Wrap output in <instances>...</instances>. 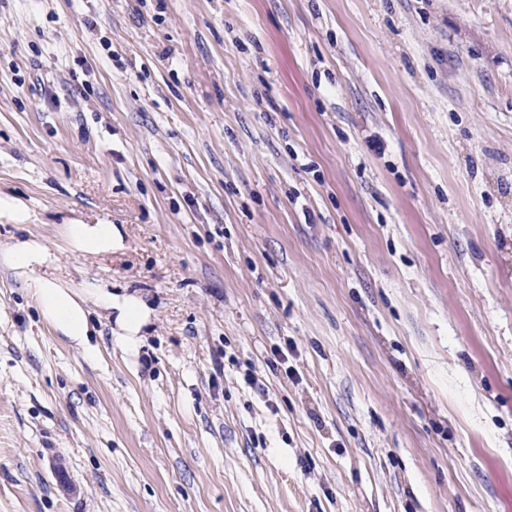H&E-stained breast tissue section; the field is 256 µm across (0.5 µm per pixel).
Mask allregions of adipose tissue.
I'll return each mask as SVG.
<instances>
[{"label": "adipose tissue", "instance_id": "ef3b65f1", "mask_svg": "<svg viewBox=\"0 0 512 512\" xmlns=\"http://www.w3.org/2000/svg\"><path fill=\"white\" fill-rule=\"evenodd\" d=\"M65 246L81 255H101L122 246L118 229L109 223L83 224L72 221L63 226ZM55 251L43 240L31 237L16 240L0 249V264L14 271L42 319L61 336L85 346L90 336V309L98 307L114 317L115 340L136 351L143 329L151 322L152 309L139 294L115 290L101 283H89L73 290L42 275V268L54 264Z\"/></svg>", "mask_w": 512, "mask_h": 512}]
</instances>
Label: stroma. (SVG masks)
I'll use <instances>...</instances> for the list:
<instances>
[{"label": "stroma", "instance_id": "1", "mask_svg": "<svg viewBox=\"0 0 512 512\" xmlns=\"http://www.w3.org/2000/svg\"><path fill=\"white\" fill-rule=\"evenodd\" d=\"M0 196V512H512V0H0ZM65 246L79 255H101L122 247L118 229L109 223L82 224L71 221L63 224ZM0 261L22 281L35 301L42 319L60 336L85 346L89 351L90 304L101 309L108 319L115 315L118 329L115 341L134 352L150 324L152 308L139 294L115 290L101 283H88L73 290L40 274L56 261L55 251L37 237L18 239L1 250Z\"/></svg>", "mask_w": 512, "mask_h": 512}]
</instances>
